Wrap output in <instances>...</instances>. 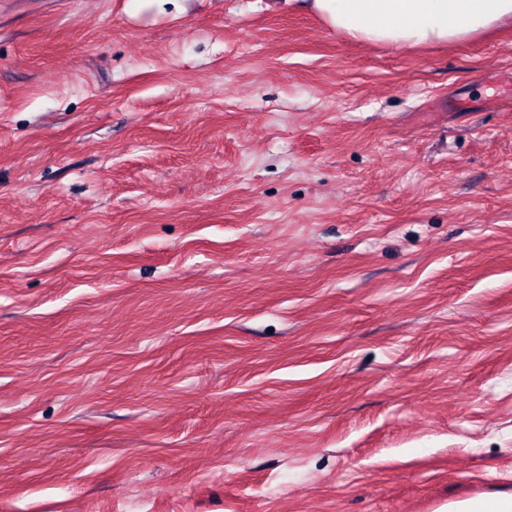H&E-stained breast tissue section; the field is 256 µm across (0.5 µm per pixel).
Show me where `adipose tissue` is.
<instances>
[{"instance_id": "obj_1", "label": "adipose tissue", "mask_w": 512, "mask_h": 512, "mask_svg": "<svg viewBox=\"0 0 512 512\" xmlns=\"http://www.w3.org/2000/svg\"><path fill=\"white\" fill-rule=\"evenodd\" d=\"M349 40L387 46L455 44L512 22V0H309Z\"/></svg>"}]
</instances>
